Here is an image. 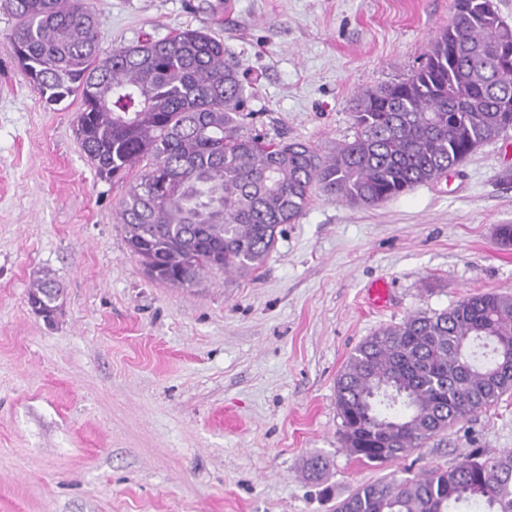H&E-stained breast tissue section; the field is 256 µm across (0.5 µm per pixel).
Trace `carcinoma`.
<instances>
[{"instance_id": "cac0c4a2", "label": "carcinoma", "mask_w": 512, "mask_h": 512, "mask_svg": "<svg viewBox=\"0 0 512 512\" xmlns=\"http://www.w3.org/2000/svg\"><path fill=\"white\" fill-rule=\"evenodd\" d=\"M6 47L48 104L80 94L81 147L106 176L149 161L120 209L154 280L190 287L205 270L247 275L269 257L314 188L373 206L432 182L512 124V54L495 0H453L448 25L408 77L360 92L352 141L323 155L245 131L224 42L184 29L100 55L83 0H6ZM512 394V296L472 294L378 329L336 379L342 439L373 465L399 459ZM512 512V452L361 484L334 512Z\"/></svg>"}]
</instances>
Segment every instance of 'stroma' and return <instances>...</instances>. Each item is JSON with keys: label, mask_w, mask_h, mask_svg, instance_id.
<instances>
[{"label": "stroma", "mask_w": 512, "mask_h": 512, "mask_svg": "<svg viewBox=\"0 0 512 512\" xmlns=\"http://www.w3.org/2000/svg\"><path fill=\"white\" fill-rule=\"evenodd\" d=\"M0 0V512H332L358 485L512 450V394L370 466L341 441L336 378L379 328L468 295H512V132L371 207L314 189L252 275L150 279L125 240L126 179L46 104L4 45ZM101 54L178 29L220 38L253 132L352 140L360 92L419 68L453 0H89ZM64 290L53 320L33 284ZM385 284L384 304L371 286ZM315 455L328 468L309 480Z\"/></svg>", "instance_id": "1"}]
</instances>
